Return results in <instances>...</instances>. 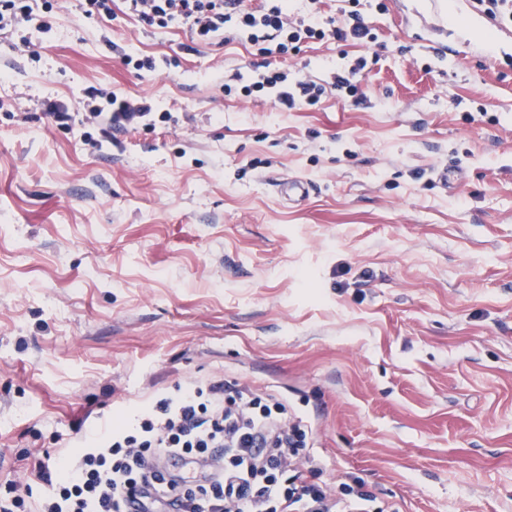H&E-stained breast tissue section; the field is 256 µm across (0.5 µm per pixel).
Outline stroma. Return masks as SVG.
Listing matches in <instances>:
<instances>
[{
  "mask_svg": "<svg viewBox=\"0 0 512 512\" xmlns=\"http://www.w3.org/2000/svg\"><path fill=\"white\" fill-rule=\"evenodd\" d=\"M364 12L377 45L272 63L325 79L366 56L368 106L330 89L290 112L225 94L251 45L180 23L63 0L34 11L30 53L0 33V482L94 418L224 375L287 398L336 497L512 512V38L472 0ZM93 88L170 118L102 131ZM274 178L317 190L290 201Z\"/></svg>",
  "mask_w": 512,
  "mask_h": 512,
  "instance_id": "stroma-1",
  "label": "stroma"
}]
</instances>
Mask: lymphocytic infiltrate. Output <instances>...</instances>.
I'll return each mask as SVG.
<instances>
[{
    "mask_svg": "<svg viewBox=\"0 0 512 512\" xmlns=\"http://www.w3.org/2000/svg\"><path fill=\"white\" fill-rule=\"evenodd\" d=\"M84 15L114 10L153 29L183 22L191 37L207 43L233 32L257 49L252 75L235 74L242 97L261 94L279 110L320 103L322 84L289 78L269 60L298 50L308 40L377 42V29L346 0L339 17L321 21L317 6L296 13L292 0H79ZM367 60L349 61L332 73L339 97L366 102ZM152 105L109 97L90 108L87 119L119 130L150 125ZM305 424L281 394L257 392L236 380L200 381L162 393L131 418L104 431H90L74 452L38 458L33 482L0 483V512H364V498L336 499L309 485L314 460L300 455Z\"/></svg>",
    "mask_w": 512,
    "mask_h": 512,
    "instance_id": "f902f5d3",
    "label": "lymphocytic infiltrate"
}]
</instances>
